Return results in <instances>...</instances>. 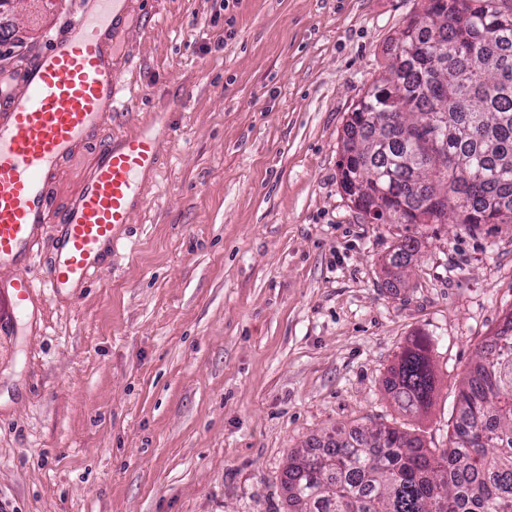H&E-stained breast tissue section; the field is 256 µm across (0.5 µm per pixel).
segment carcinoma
Returning <instances> with one entry per match:
<instances>
[{
	"instance_id": "obj_1",
	"label": "carcinoma",
	"mask_w": 512,
	"mask_h": 512,
	"mask_svg": "<svg viewBox=\"0 0 512 512\" xmlns=\"http://www.w3.org/2000/svg\"><path fill=\"white\" fill-rule=\"evenodd\" d=\"M394 42L392 77L349 114L341 186L379 224H401L387 267L416 256L420 225L512 224V12L503 0H427ZM436 379L414 339L387 392L426 410ZM448 447L382 424L336 428L288 459L291 512H512V311L479 346Z\"/></svg>"
}]
</instances>
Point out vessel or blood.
<instances>
[{
	"label": "vessel or blood",
	"mask_w": 512,
	"mask_h": 512,
	"mask_svg": "<svg viewBox=\"0 0 512 512\" xmlns=\"http://www.w3.org/2000/svg\"><path fill=\"white\" fill-rule=\"evenodd\" d=\"M130 0H85L67 34L53 38L25 70L21 91L0 99V283L19 312L89 282L117 252L142 199V178L158 164L151 129L99 139L111 114L127 110L106 21H123ZM99 146L79 193L51 214L49 187L90 141ZM54 224L53 276L31 279L38 239Z\"/></svg>",
	"instance_id": "vessel-or-blood-1"
}]
</instances>
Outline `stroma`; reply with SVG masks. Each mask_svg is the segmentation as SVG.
<instances>
[{"mask_svg":"<svg viewBox=\"0 0 512 512\" xmlns=\"http://www.w3.org/2000/svg\"><path fill=\"white\" fill-rule=\"evenodd\" d=\"M425 0H132L115 46L157 170L126 245L82 288L12 315L0 290L5 512H288L290 455L334 428L448 445L476 351L512 310V224L423 227L391 279L390 224L340 185L354 103ZM82 0L0 8L19 76ZM430 341L436 392L403 413L386 381Z\"/></svg>","mask_w":512,"mask_h":512,"instance_id":"1","label":"stroma"}]
</instances>
